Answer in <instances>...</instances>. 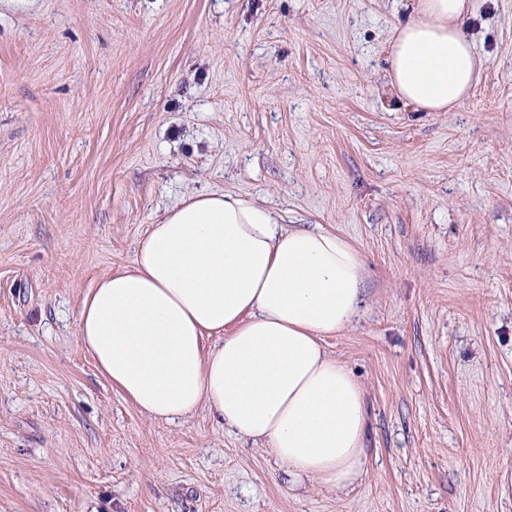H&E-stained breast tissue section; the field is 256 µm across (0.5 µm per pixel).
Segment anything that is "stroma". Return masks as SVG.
I'll return each mask as SVG.
<instances>
[{
    "label": "stroma",
    "instance_id": "1",
    "mask_svg": "<svg viewBox=\"0 0 512 512\" xmlns=\"http://www.w3.org/2000/svg\"><path fill=\"white\" fill-rule=\"evenodd\" d=\"M449 112L397 105L413 0H0V512H512V0ZM360 254L326 336L365 391L364 470L289 481L209 410L152 421L76 337L189 194Z\"/></svg>",
    "mask_w": 512,
    "mask_h": 512
}]
</instances>
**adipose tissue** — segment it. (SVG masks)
I'll list each match as a JSON object with an SVG mask.
<instances>
[{"label": "adipose tissue", "mask_w": 512, "mask_h": 512, "mask_svg": "<svg viewBox=\"0 0 512 512\" xmlns=\"http://www.w3.org/2000/svg\"><path fill=\"white\" fill-rule=\"evenodd\" d=\"M470 0H416L389 39L387 83L447 112L484 60ZM363 261L339 236L288 228L233 193H195L151 225L131 270L104 275L77 318L79 346L153 420L208 407L295 480L349 487L365 464L361 385L325 349L364 300Z\"/></svg>", "instance_id": "1"}]
</instances>
